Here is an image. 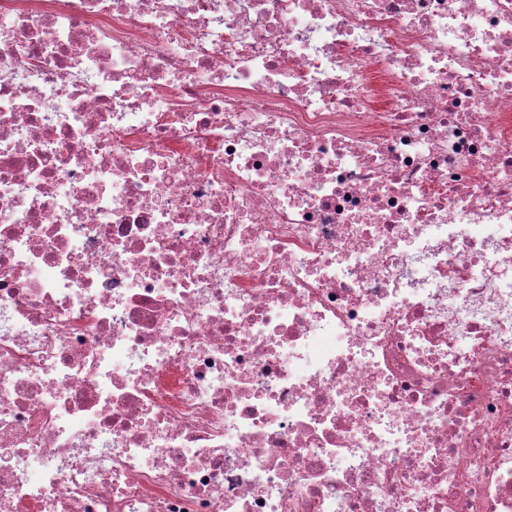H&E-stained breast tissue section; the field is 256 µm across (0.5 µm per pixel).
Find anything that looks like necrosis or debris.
<instances>
[{"label": "necrosis or debris", "mask_w": 512, "mask_h": 512, "mask_svg": "<svg viewBox=\"0 0 512 512\" xmlns=\"http://www.w3.org/2000/svg\"><path fill=\"white\" fill-rule=\"evenodd\" d=\"M0 512H512V0H0Z\"/></svg>", "instance_id": "necrosis-or-debris-1"}]
</instances>
